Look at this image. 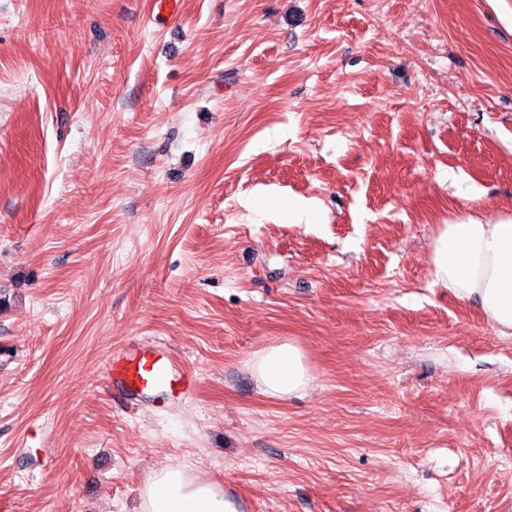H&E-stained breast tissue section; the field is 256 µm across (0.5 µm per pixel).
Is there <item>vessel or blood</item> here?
I'll return each mask as SVG.
<instances>
[{
  "instance_id": "b4317fda",
  "label": "vessel or blood",
  "mask_w": 512,
  "mask_h": 512,
  "mask_svg": "<svg viewBox=\"0 0 512 512\" xmlns=\"http://www.w3.org/2000/svg\"><path fill=\"white\" fill-rule=\"evenodd\" d=\"M109 372L122 400L142 403L145 398L182 399L196 387L195 376L164 349L154 344L114 353Z\"/></svg>"
}]
</instances>
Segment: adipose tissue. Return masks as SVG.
I'll use <instances>...</instances> for the list:
<instances>
[{
	"instance_id": "obj_1",
	"label": "adipose tissue",
	"mask_w": 512,
	"mask_h": 512,
	"mask_svg": "<svg viewBox=\"0 0 512 512\" xmlns=\"http://www.w3.org/2000/svg\"><path fill=\"white\" fill-rule=\"evenodd\" d=\"M434 285L456 300L476 302L501 334L512 333V217L477 213L442 225L431 253ZM260 392L285 399L313 381L306 357L290 341L268 346L249 361ZM139 512H238L222 483L188 464L151 471L139 489Z\"/></svg>"
}]
</instances>
